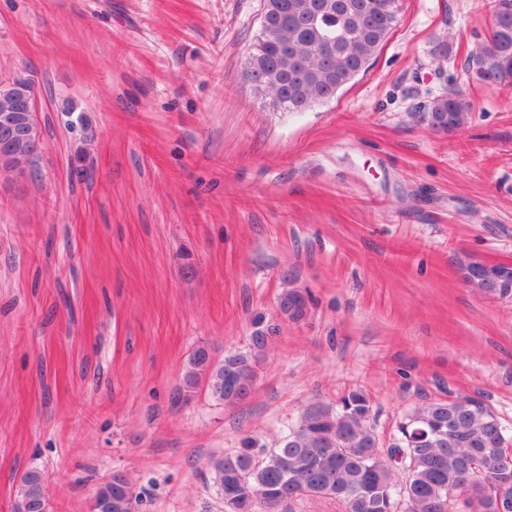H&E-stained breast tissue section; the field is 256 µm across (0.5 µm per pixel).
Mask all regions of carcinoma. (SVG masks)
Wrapping results in <instances>:
<instances>
[{"label": "carcinoma", "mask_w": 512, "mask_h": 512, "mask_svg": "<svg viewBox=\"0 0 512 512\" xmlns=\"http://www.w3.org/2000/svg\"><path fill=\"white\" fill-rule=\"evenodd\" d=\"M489 37L472 49L465 69L481 84L512 86V0H494ZM399 0H264L269 25L251 45L242 78L254 77L276 112H306L333 98L363 72L399 21ZM454 38H433L436 60L452 56ZM472 112L454 88L435 96L419 118L434 132L462 129ZM491 277L476 282L472 273ZM465 282L486 296L512 299V268L473 258L460 261ZM309 300L296 289L278 302L280 316L303 320ZM250 345L214 360L198 347L189 355L180 392L200 386L226 405L245 400L272 344L275 325L258 316ZM370 398L360 389L336 408L315 405L278 446L265 448L250 434L211 463L227 512H277L300 499L330 500L341 512H512L498 504L503 481L512 484V430L482 401L457 396L424 403L397 425L388 445L370 424ZM17 512H44L45 476L27 471L17 492ZM140 499L124 475L98 487L92 512H138Z\"/></svg>", "instance_id": "cac0c4a2"}]
</instances>
